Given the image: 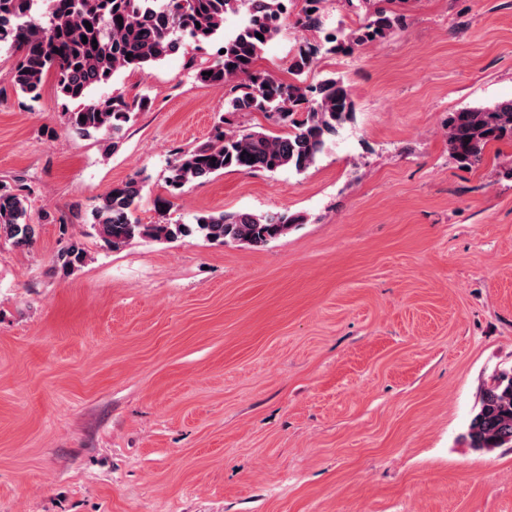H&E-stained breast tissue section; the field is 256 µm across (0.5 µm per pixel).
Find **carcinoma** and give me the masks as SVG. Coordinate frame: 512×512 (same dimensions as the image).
Segmentation results:
<instances>
[{"mask_svg":"<svg viewBox=\"0 0 512 512\" xmlns=\"http://www.w3.org/2000/svg\"><path fill=\"white\" fill-rule=\"evenodd\" d=\"M292 2L0 0V45H9L17 54L6 80L35 100L41 96L45 78L53 75L58 94L73 105L67 111L70 128L85 137H112L108 148L113 151L125 126L151 107V99L123 93L96 98L93 91L108 84L118 72L144 73L172 53L201 51L222 35L225 53L198 65L196 80L211 87H231L224 99V112L269 114L282 131L228 127L224 118H218L207 142L175 153L166 177L168 192L179 195L187 185L204 183L226 170L301 174L355 118V103L343 79L307 82L316 56L380 42L404 27L407 17L392 8L405 0H346L351 7L357 3L365 8L360 25L349 31L338 27L336 34L319 44H300L289 66L294 79L286 82L257 69L256 63L288 21V4ZM321 3L304 0L295 24L305 31H320L324 24ZM240 12L246 15L244 23L234 32L224 33L227 16ZM258 33L263 38L256 37ZM447 128L451 156L463 166H472L487 146L512 142V99L453 112ZM145 182L136 174L98 198L91 211V226L108 247L117 250L137 238L175 242L194 236L222 244L264 247L302 221L301 216L286 212H201L190 224H142L135 212ZM30 195L31 190L22 185H0V239L20 248L30 247L36 240L37 228L28 209ZM87 260L85 249L70 240L59 249L54 264L68 274ZM463 439L475 451L512 448V367L494 372L483 385Z\"/></svg>","mask_w":512,"mask_h":512,"instance_id":"1","label":"carcinoma"}]
</instances>
